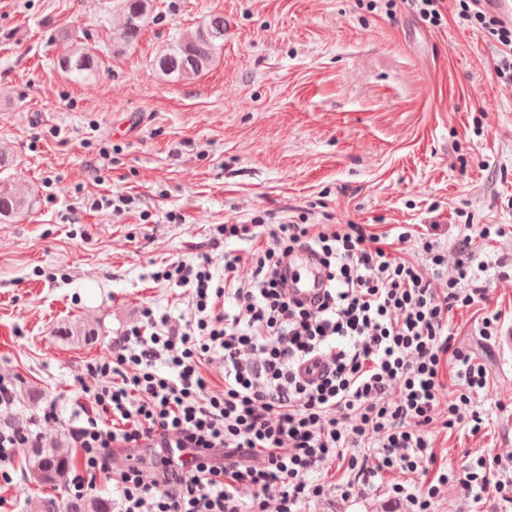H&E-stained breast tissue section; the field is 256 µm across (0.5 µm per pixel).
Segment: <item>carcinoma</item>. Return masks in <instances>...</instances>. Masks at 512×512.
Returning a JSON list of instances; mask_svg holds the SVG:
<instances>
[{"instance_id":"carcinoma-1","label":"carcinoma","mask_w":512,"mask_h":512,"mask_svg":"<svg viewBox=\"0 0 512 512\" xmlns=\"http://www.w3.org/2000/svg\"><path fill=\"white\" fill-rule=\"evenodd\" d=\"M125 22L117 34L124 44L139 40L150 19L153 0H120ZM224 44V16L214 15L194 34L168 46L154 60L162 74L180 79L196 76L206 70L214 59L216 50ZM61 69L80 75L97 72L96 54L79 43L70 53L58 60ZM28 196L21 190L0 191V223L7 224L28 206ZM71 453L62 445L39 446L27 455V477L37 484H64L68 480ZM34 512H109V504L99 498L74 499L62 503L55 497H44L34 504Z\"/></svg>"}]
</instances>
